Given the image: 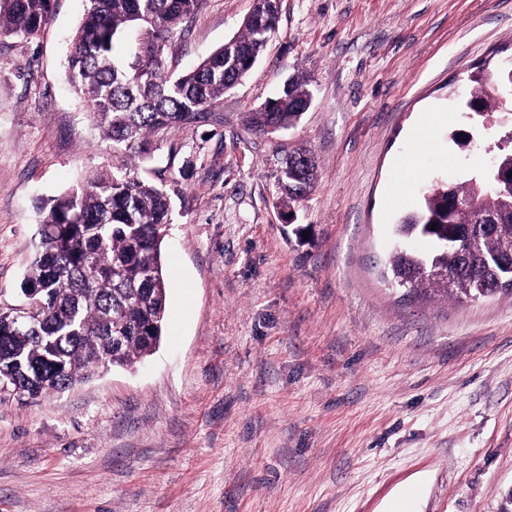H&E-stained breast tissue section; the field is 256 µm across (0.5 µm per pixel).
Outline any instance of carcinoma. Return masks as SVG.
<instances>
[{
    "instance_id": "carcinoma-1",
    "label": "carcinoma",
    "mask_w": 512,
    "mask_h": 512,
    "mask_svg": "<svg viewBox=\"0 0 512 512\" xmlns=\"http://www.w3.org/2000/svg\"><path fill=\"white\" fill-rule=\"evenodd\" d=\"M55 0H0V37L28 36L46 25ZM205 0H85L81 23L66 55L74 91L89 104L105 138L146 150L147 135L161 127L195 122L243 78L265 49L278 23L279 0H255L241 32L195 68L177 76L166 53L184 33V23ZM132 28H149L138 56L141 78L115 62L114 43ZM468 95L486 109L512 101V67L470 77ZM310 93L300 77L288 79V106L267 102L250 113L252 126H291L300 120ZM494 143L497 164L512 175V113ZM317 163L308 150L288 155L278 172L286 202L313 187ZM492 175L481 170L453 184L437 183L417 208L397 224L401 237L431 241L434 251L402 249L390 261L392 277L406 294L444 293L459 302L500 292L504 267L512 266V190L485 188ZM469 197L470 213H458L456 197ZM40 246L24 285L38 289L44 318L24 342L0 325V358L16 363L17 384L38 396L64 389L97 368L131 365L160 340L167 313V278L159 235L171 221L170 198L130 175L97 174L77 189L40 207ZM436 229H431V226ZM125 336L112 347V337Z\"/></svg>"
}]
</instances>
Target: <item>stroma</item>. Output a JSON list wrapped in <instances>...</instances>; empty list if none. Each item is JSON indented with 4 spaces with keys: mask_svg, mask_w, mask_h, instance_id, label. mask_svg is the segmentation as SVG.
<instances>
[{
    "mask_svg": "<svg viewBox=\"0 0 512 512\" xmlns=\"http://www.w3.org/2000/svg\"><path fill=\"white\" fill-rule=\"evenodd\" d=\"M253 0H206L175 72L239 34ZM84 0L0 38V311L24 303L36 206L100 173L172 197L167 317L132 367L31 400L0 393V512H419L512 506V296L457 303L385 280L398 219L435 180L486 164L461 146L479 65L512 57V0H280L264 54L203 118L103 138L63 65ZM296 126L254 132L282 81ZM318 179L284 206L283 158ZM283 93V87L278 94ZM279 96H276L273 102L261 107L257 112L250 113V120L252 126L258 131H264V134H273L281 131L284 128L275 125H288L290 127L295 122H299L300 116L305 112L308 106L310 93L306 88V82L300 77H290L288 79V106L286 108L279 107L276 101Z\"/></svg>",
    "mask_w": 512,
    "mask_h": 512,
    "instance_id": "obj_1",
    "label": "stroma"
}]
</instances>
